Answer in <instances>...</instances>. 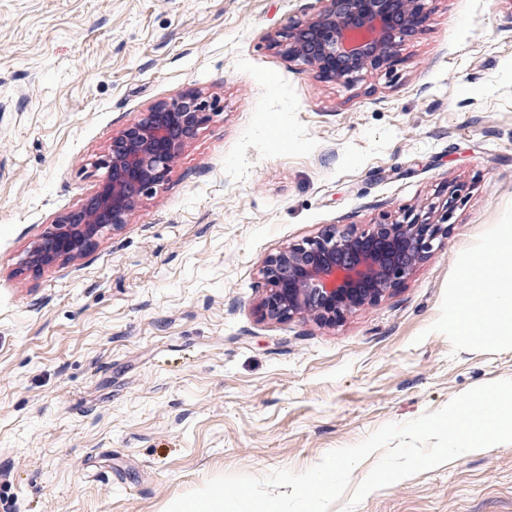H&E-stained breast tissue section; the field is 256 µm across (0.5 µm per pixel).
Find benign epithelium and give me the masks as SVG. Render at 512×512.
Masks as SVG:
<instances>
[{
    "mask_svg": "<svg viewBox=\"0 0 512 512\" xmlns=\"http://www.w3.org/2000/svg\"><path fill=\"white\" fill-rule=\"evenodd\" d=\"M316 13L269 35V47L310 66L323 81L353 79L389 66L428 20L424 0H321ZM213 102L190 90L160 102L112 136L96 163L105 177L90 200L58 217L28 250L34 273L93 251L124 228L140 202L161 186L183 149L210 120ZM450 191L425 210H408L368 230L334 229L267 256L258 267L263 319L312 315L334 326L348 312L400 287L433 252L457 209Z\"/></svg>",
    "mask_w": 512,
    "mask_h": 512,
    "instance_id": "benign-epithelium-1",
    "label": "benign epithelium"
}]
</instances>
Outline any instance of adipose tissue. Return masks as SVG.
Here are the masks:
<instances>
[{
  "label": "adipose tissue",
  "mask_w": 512,
  "mask_h": 512,
  "mask_svg": "<svg viewBox=\"0 0 512 512\" xmlns=\"http://www.w3.org/2000/svg\"><path fill=\"white\" fill-rule=\"evenodd\" d=\"M480 288L469 293L461 306L465 334H512V224L501 225L489 256L477 263Z\"/></svg>",
  "instance_id": "obj_1"
}]
</instances>
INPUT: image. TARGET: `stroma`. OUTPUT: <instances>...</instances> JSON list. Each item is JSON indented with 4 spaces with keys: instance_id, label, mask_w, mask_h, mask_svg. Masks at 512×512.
<instances>
[{
    "instance_id": "stroma-1",
    "label": "stroma",
    "mask_w": 512,
    "mask_h": 512,
    "mask_svg": "<svg viewBox=\"0 0 512 512\" xmlns=\"http://www.w3.org/2000/svg\"><path fill=\"white\" fill-rule=\"evenodd\" d=\"M320 0H0V504L165 512L224 474L301 472L512 379V335L460 333L466 271L512 224V0H429L396 66L325 82L268 37ZM216 102L167 181L86 256L22 262L86 203L113 135ZM461 190L440 247L333 326L261 319L257 268ZM354 512H512V443Z\"/></svg>"
}]
</instances>
